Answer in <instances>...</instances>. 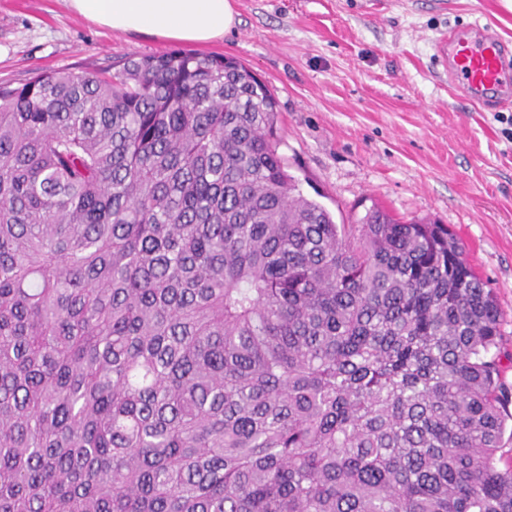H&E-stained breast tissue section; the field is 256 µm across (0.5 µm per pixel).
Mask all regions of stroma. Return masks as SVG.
Here are the masks:
<instances>
[{
  "label": "stroma",
  "instance_id": "35a3bbf8",
  "mask_svg": "<svg viewBox=\"0 0 512 512\" xmlns=\"http://www.w3.org/2000/svg\"><path fill=\"white\" fill-rule=\"evenodd\" d=\"M237 23L198 54L235 58L274 93L278 152L306 196L350 224L375 203L406 221L448 225L502 310L512 353V102L486 110L438 66L450 30L494 22L507 0H235ZM115 32L66 0H0V82L98 71L179 51Z\"/></svg>",
  "mask_w": 512,
  "mask_h": 512
}]
</instances>
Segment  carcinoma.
I'll use <instances>...</instances> for the list:
<instances>
[{"label": "carcinoma", "instance_id": "carcinoma-1", "mask_svg": "<svg viewBox=\"0 0 512 512\" xmlns=\"http://www.w3.org/2000/svg\"><path fill=\"white\" fill-rule=\"evenodd\" d=\"M277 123L213 55L0 84V512H512L494 292Z\"/></svg>", "mask_w": 512, "mask_h": 512}]
</instances>
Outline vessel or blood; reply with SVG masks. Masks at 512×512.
Segmentation results:
<instances>
[{
  "mask_svg": "<svg viewBox=\"0 0 512 512\" xmlns=\"http://www.w3.org/2000/svg\"><path fill=\"white\" fill-rule=\"evenodd\" d=\"M435 51L449 83L465 99L491 109L512 94V78L505 69L512 42L501 38L490 24H478L465 32L450 31Z\"/></svg>",
  "mask_w": 512,
  "mask_h": 512,
  "instance_id": "b4317fda",
  "label": "vessel or blood"
}]
</instances>
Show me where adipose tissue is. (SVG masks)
I'll list each match as a JSON object with an SVG mask.
<instances>
[{
    "label": "adipose tissue",
    "instance_id": "adipose-tissue-1",
    "mask_svg": "<svg viewBox=\"0 0 512 512\" xmlns=\"http://www.w3.org/2000/svg\"><path fill=\"white\" fill-rule=\"evenodd\" d=\"M80 16L106 28L181 43H207L236 23L233 0H67Z\"/></svg>",
    "mask_w": 512,
    "mask_h": 512
}]
</instances>
